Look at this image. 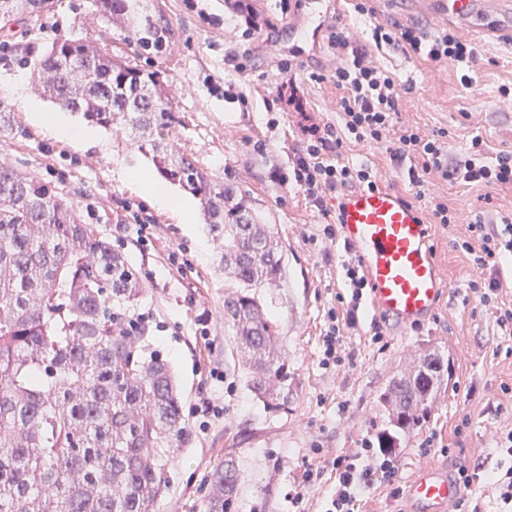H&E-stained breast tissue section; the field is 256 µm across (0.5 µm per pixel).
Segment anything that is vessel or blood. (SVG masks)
Returning a JSON list of instances; mask_svg holds the SVG:
<instances>
[{
	"label": "vessel or blood",
	"mask_w": 512,
	"mask_h": 512,
	"mask_svg": "<svg viewBox=\"0 0 512 512\" xmlns=\"http://www.w3.org/2000/svg\"><path fill=\"white\" fill-rule=\"evenodd\" d=\"M435 9L476 29L512 32V0H437ZM336 222L357 252L375 313L401 326L430 319L449 285L421 208L391 188L347 190L336 198ZM458 470L455 463L420 469L407 482V503L453 512L462 494Z\"/></svg>",
	"instance_id": "b4317fda"
}]
</instances>
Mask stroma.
Returning a JSON list of instances; mask_svg holds the SVG:
<instances>
[{
    "label": "stroma",
    "instance_id": "stroma-1",
    "mask_svg": "<svg viewBox=\"0 0 512 512\" xmlns=\"http://www.w3.org/2000/svg\"><path fill=\"white\" fill-rule=\"evenodd\" d=\"M248 4L241 10L230 0H135L129 22L98 14L90 0H63L53 11L0 30V111L12 115L11 125L0 127V165L51 182L74 201L83 223L119 242L146 289L139 310L151 348L170 363L180 387L182 431L162 461L166 489L151 512H203L211 475L228 452L241 469L239 512H324L336 482L331 458L386 429L379 397L411 356L425 350L449 361L450 370L425 419L400 435L393 450L401 481L432 463L459 460L480 475L463 492L464 512H512L495 482L512 466V457L495 447L501 427L512 424V325L496 322L497 308L512 307V257L478 271L473 252L480 242L469 230L478 215L488 224L512 217V187L466 186L423 174L420 158L393 159V135L348 142L343 161L367 168L378 185L399 191L427 214L447 204L454 221L432 225L431 245L449 292L428 321L403 329L384 321L378 341L370 300L362 298L358 323L345 332L354 367L326 368L322 336L329 312L346 315L351 291L344 266L357 253L324 233L336 221L334 196L313 201L290 177L304 126L342 128L343 91L334 82L341 60L329 41L335 28L366 46L374 64L395 77L402 124L444 133L453 158L481 137L488 162L512 152V44L454 22L450 31L471 42L475 62L433 61L397 45L375 46L372 39L378 24L437 35L411 0H343L339 15L327 11L324 0ZM315 27L321 30L316 43L310 39ZM70 35L162 73L181 118L168 145L194 157L214 179L249 190L263 223L275 225L286 244L287 275L268 292L267 306L297 385L287 411L266 412L247 387L235 333L224 319L232 283L217 268L218 247L204 229L198 200L173 184L168 190L179 207L140 195L126 175L154 166L127 130L87 125L41 99V110L69 127L60 139L30 110V65L22 46L37 52ZM465 74L470 83H462ZM289 78L299 87L300 105L277 96V86ZM418 172L422 183L411 182ZM140 217L154 226L151 245L137 240ZM177 248L188 268L171 264L168 255ZM481 276L503 284L493 303H480L469 286ZM204 308L212 314L205 340L196 330ZM212 367L223 369V381L211 379ZM206 394L223 401L224 417L202 431L190 410ZM309 464L322 467L324 476L297 508L289 495Z\"/></svg>",
    "mask_w": 512,
    "mask_h": 512
}]
</instances>
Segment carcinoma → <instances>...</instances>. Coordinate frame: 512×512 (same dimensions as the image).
Returning a JSON list of instances; mask_svg holds the SVG:
<instances>
[{
    "label": "carcinoma",
    "instance_id": "obj_1",
    "mask_svg": "<svg viewBox=\"0 0 512 512\" xmlns=\"http://www.w3.org/2000/svg\"><path fill=\"white\" fill-rule=\"evenodd\" d=\"M61 0H0V18L39 16ZM128 13L127 0H93ZM32 88L84 122L131 129L157 173L199 200L219 241V267L237 283L224 316L237 336L247 386L272 413L288 411L293 377L259 290L278 288L285 250L239 191L212 178L165 136L180 118L155 73L81 38H57L33 60ZM144 294L138 271L74 202L41 179L0 167V512H150L165 488L159 458L182 430L169 364L121 317ZM444 363L422 353L380 395L390 431L417 425L441 394ZM240 467L230 454L212 475L205 512H234Z\"/></svg>",
    "mask_w": 512,
    "mask_h": 512
}]
</instances>
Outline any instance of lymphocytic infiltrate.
Segmentation results:
<instances>
[{
  "mask_svg": "<svg viewBox=\"0 0 512 512\" xmlns=\"http://www.w3.org/2000/svg\"><path fill=\"white\" fill-rule=\"evenodd\" d=\"M372 37L375 44L398 45L433 60L472 62L476 59L474 48L450 32L430 39L415 28L391 29L378 25ZM332 43L343 59L336 69V85L348 92L340 104L343 130L326 134L318 125L305 126L307 145L296 157L293 179L308 197L319 201L342 187L375 188L376 182L367 169L334 163L328 156L340 153L345 140L379 141L394 130L399 133L397 155L418 154L424 172H434L443 180L465 185L512 187V152L499 153L494 163H485L483 141L476 137L466 154L449 160L444 141L409 127H399L397 82L391 74L375 66L367 49L341 32L333 35ZM471 231L481 242L480 253L474 258L477 267H487L502 256L512 254V220L503 219L500 229L493 232L477 221ZM345 278L351 290L345 326L352 328L357 323L360 300L368 282L361 265L355 263L346 264ZM342 327L329 324L323 336L326 361H336L345 346ZM331 465L336 472V486L327 512H357L362 488L376 482L391 485L397 477L388 449H374L368 439L362 440L360 447L334 457Z\"/></svg>",
  "mask_w": 512,
  "mask_h": 512,
  "instance_id": "obj_1",
  "label": "lymphocytic infiltrate"
}]
</instances>
